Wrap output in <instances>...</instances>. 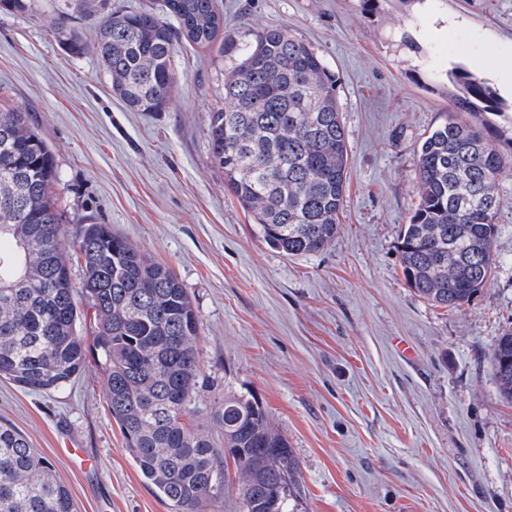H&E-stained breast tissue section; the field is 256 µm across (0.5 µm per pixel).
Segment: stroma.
Returning <instances> with one entry per match:
<instances>
[{
	"label": "stroma",
	"instance_id": "1",
	"mask_svg": "<svg viewBox=\"0 0 512 512\" xmlns=\"http://www.w3.org/2000/svg\"><path fill=\"white\" fill-rule=\"evenodd\" d=\"M218 4L220 41L286 29L336 80L350 169L335 243L286 256L225 190L208 125L231 57L180 42L169 107L133 112L93 53L71 55L50 33L57 0H35L0 11V107L26 112L55 156L66 243L107 224L177 273L202 321L198 395L250 393L268 410L299 463L296 512H512V404L490 364L512 327V176L494 273L470 303L418 297L400 252L417 147L448 116L449 69L463 64L512 104L496 68L512 61V0ZM0 423L51 462L78 512H169L126 449L97 365L51 393L0 378Z\"/></svg>",
	"mask_w": 512,
	"mask_h": 512
}]
</instances>
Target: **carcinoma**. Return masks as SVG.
Wrapping results in <instances>:
<instances>
[{
    "instance_id": "carcinoma-1",
    "label": "carcinoma",
    "mask_w": 512,
    "mask_h": 512,
    "mask_svg": "<svg viewBox=\"0 0 512 512\" xmlns=\"http://www.w3.org/2000/svg\"><path fill=\"white\" fill-rule=\"evenodd\" d=\"M49 30L80 56L68 26L108 8L107 0H66ZM110 11L93 50L112 93L137 112H162L175 79V44L213 45L224 27L216 0H163ZM224 70V107L210 113L213 163L224 187L264 239L288 256L317 253L339 231L348 189L349 145L336 80L304 39L264 28ZM448 118L420 142L418 204L401 240L405 279L422 299L456 309L494 272L500 181L512 158L496 145L512 135L484 114L498 112L493 89L466 68L448 72ZM22 182L0 168V378L55 391L101 367L106 401L143 480L170 512H204L224 496L232 459L243 512H288L298 462L252 395L197 399L201 319L177 275L107 224H89L78 242L82 293L94 309L92 342L78 332L70 254L53 187L54 156L25 113L0 112ZM499 395L512 403V329L491 355ZM0 512H76L52 464L14 428L0 424Z\"/></svg>"
}]
</instances>
